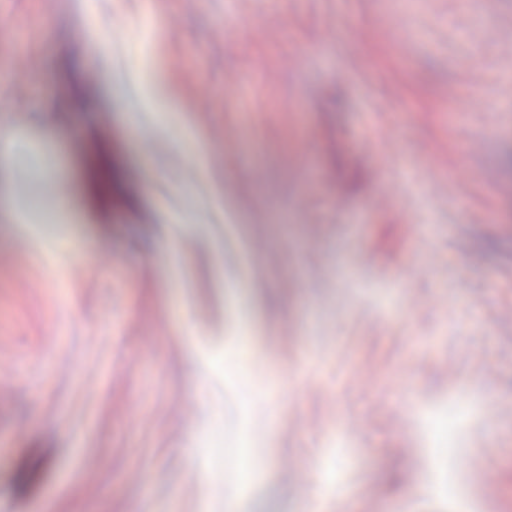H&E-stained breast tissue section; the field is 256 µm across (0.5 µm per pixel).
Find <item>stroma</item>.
Wrapping results in <instances>:
<instances>
[{
  "instance_id": "obj_1",
  "label": "stroma",
  "mask_w": 512,
  "mask_h": 512,
  "mask_svg": "<svg viewBox=\"0 0 512 512\" xmlns=\"http://www.w3.org/2000/svg\"><path fill=\"white\" fill-rule=\"evenodd\" d=\"M150 2L0 0V512H504L512 0ZM16 76L10 80L9 84H0V95L3 97L9 94H17L26 89L22 79V73L35 67V62L30 58L16 57L14 60ZM89 181L88 195L90 203L95 206H102L110 200V179L94 163L93 159L88 163Z\"/></svg>"
}]
</instances>
